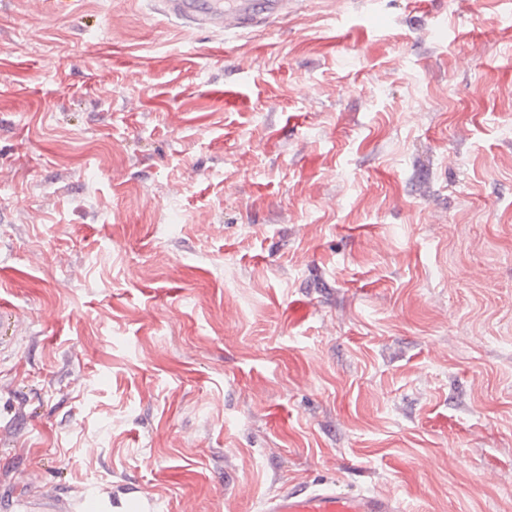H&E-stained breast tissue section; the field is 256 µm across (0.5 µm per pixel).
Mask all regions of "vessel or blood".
<instances>
[{
    "mask_svg": "<svg viewBox=\"0 0 512 512\" xmlns=\"http://www.w3.org/2000/svg\"><path fill=\"white\" fill-rule=\"evenodd\" d=\"M289 0H158L160 13L191 20L197 27L246 31L272 22ZM22 512H156V502L137 485L97 493L28 494ZM261 512H401L398 499L372 492H345L328 483L284 487L269 495Z\"/></svg>",
    "mask_w": 512,
    "mask_h": 512,
    "instance_id": "b4317fda",
    "label": "vessel or blood"
}]
</instances>
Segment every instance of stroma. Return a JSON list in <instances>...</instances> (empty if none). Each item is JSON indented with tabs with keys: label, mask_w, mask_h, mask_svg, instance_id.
Instances as JSON below:
<instances>
[{
	"label": "stroma",
	"mask_w": 512,
	"mask_h": 512,
	"mask_svg": "<svg viewBox=\"0 0 512 512\" xmlns=\"http://www.w3.org/2000/svg\"><path fill=\"white\" fill-rule=\"evenodd\" d=\"M0 490L512 512V0H0ZM158 12L191 20L199 28L247 31L288 10V0H158ZM261 512H400L398 499L372 492H344L335 484L283 487L261 504Z\"/></svg>",
	"instance_id": "stroma-1"
}]
</instances>
